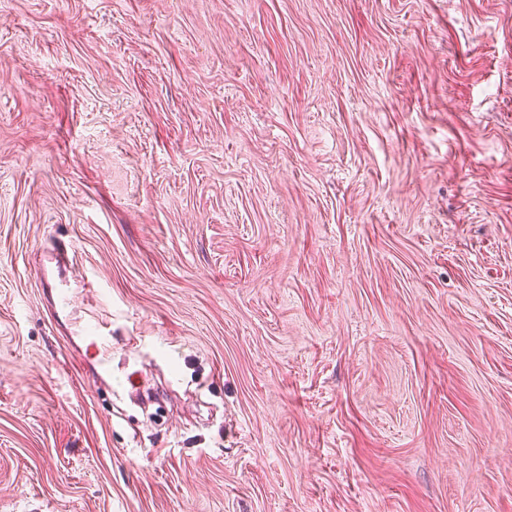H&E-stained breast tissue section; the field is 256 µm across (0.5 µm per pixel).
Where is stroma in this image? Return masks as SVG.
<instances>
[{"label": "stroma", "mask_w": 512, "mask_h": 512, "mask_svg": "<svg viewBox=\"0 0 512 512\" xmlns=\"http://www.w3.org/2000/svg\"><path fill=\"white\" fill-rule=\"evenodd\" d=\"M0 512H512V0H0ZM107 324L98 322L95 325L87 326L81 329V332L85 335V339L89 340V343L85 346V355L88 350L95 353L96 356H102V359L107 357L111 350L112 344L109 339L110 331L107 333Z\"/></svg>", "instance_id": "1"}]
</instances>
